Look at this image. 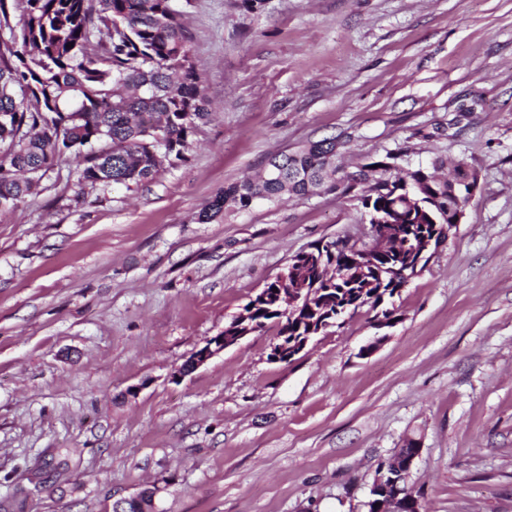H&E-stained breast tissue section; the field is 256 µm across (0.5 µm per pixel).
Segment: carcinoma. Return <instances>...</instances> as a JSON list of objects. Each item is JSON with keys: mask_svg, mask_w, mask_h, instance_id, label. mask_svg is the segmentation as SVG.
Returning a JSON list of instances; mask_svg holds the SVG:
<instances>
[{"mask_svg": "<svg viewBox=\"0 0 512 512\" xmlns=\"http://www.w3.org/2000/svg\"><path fill=\"white\" fill-rule=\"evenodd\" d=\"M209 115L172 0H0L1 208L23 202L65 153L78 162L79 183L91 189L148 183L163 165L185 161L189 138ZM339 148L331 137L273 155L256 178L220 190L199 213L209 223L258 200L337 188L349 194L369 185L361 205L388 225L387 252L367 261L351 285L299 267L308 287L322 291L308 301L310 311H296L307 322L291 320L271 302L255 309V318L278 324L280 335L300 336L321 319V298L341 307L357 297L350 313L375 310L398 294L415 272L413 245L450 223V181L476 176L459 161L452 179L441 180L426 168H401L403 154L387 152L338 182L327 174ZM308 250L325 255L329 266L355 261L336 242Z\"/></svg>", "mask_w": 512, "mask_h": 512, "instance_id": "carcinoma-1", "label": "carcinoma"}]
</instances>
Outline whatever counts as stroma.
Wrapping results in <instances>:
<instances>
[{
  "instance_id": "stroma-1",
  "label": "stroma",
  "mask_w": 512,
  "mask_h": 512,
  "mask_svg": "<svg viewBox=\"0 0 512 512\" xmlns=\"http://www.w3.org/2000/svg\"><path fill=\"white\" fill-rule=\"evenodd\" d=\"M173 5L212 112L186 162L83 191L63 155L0 209V501L112 512L155 486L159 512H367L414 438L426 512H512V0ZM329 136L350 172L398 149L465 161L462 223L394 296V326L363 308L274 362L272 323L178 376L292 255L368 238L337 191L198 220Z\"/></svg>"
}]
</instances>
